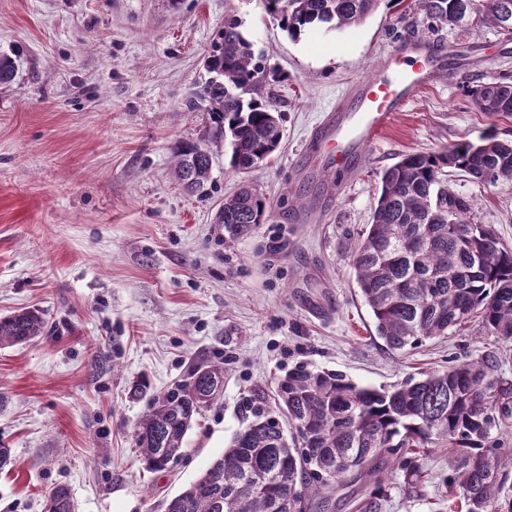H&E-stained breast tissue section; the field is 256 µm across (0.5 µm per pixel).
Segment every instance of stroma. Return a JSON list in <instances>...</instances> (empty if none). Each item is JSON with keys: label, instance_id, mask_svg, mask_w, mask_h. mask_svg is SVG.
I'll return each mask as SVG.
<instances>
[{"label": "stroma", "instance_id": "1", "mask_svg": "<svg viewBox=\"0 0 512 512\" xmlns=\"http://www.w3.org/2000/svg\"><path fill=\"white\" fill-rule=\"evenodd\" d=\"M276 68L284 138L269 163L242 175L211 144L212 183L185 192L177 142L207 140L209 116L186 102L209 80L206 58L225 15ZM438 45L455 78L437 76L340 174L335 152L312 145L347 87L398 48ZM0 317L39 309L34 342L0 350V512H44L67 484L77 512H165L249 416L255 389L273 396L295 366L388 388L421 373L502 355L512 341L478 322L389 351L376 336L349 256L370 223L381 171L418 150L488 133L512 140V119L476 112L468 86L512 79V38L469 15L430 29L414 0H382L361 24L281 31L260 0H0ZM474 202L472 220L512 246V186L446 169ZM267 197V223L228 241L216 215L241 181ZM223 362L224 386L197 419L180 458L161 472L139 460L136 424L151 397ZM381 488L338 487L331 512H449L446 446L405 451Z\"/></svg>", "mask_w": 512, "mask_h": 512}]
</instances>
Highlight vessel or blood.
I'll return each instance as SVG.
<instances>
[{
    "instance_id": "obj_1",
    "label": "vessel or blood",
    "mask_w": 512,
    "mask_h": 512,
    "mask_svg": "<svg viewBox=\"0 0 512 512\" xmlns=\"http://www.w3.org/2000/svg\"><path fill=\"white\" fill-rule=\"evenodd\" d=\"M441 48L416 44L401 47L385 69L360 82L348 96L340 98L315 137L336 148L338 165L359 156L387 126L394 113L402 111L411 97L437 75Z\"/></svg>"
}]
</instances>
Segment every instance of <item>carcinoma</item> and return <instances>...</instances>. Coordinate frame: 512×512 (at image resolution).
I'll use <instances>...</instances> for the list:
<instances>
[{"mask_svg": "<svg viewBox=\"0 0 512 512\" xmlns=\"http://www.w3.org/2000/svg\"><path fill=\"white\" fill-rule=\"evenodd\" d=\"M383 0H260L294 40L326 28L355 26ZM427 23L457 26L474 13L511 36L512 0H417ZM211 77L192 111L205 109L211 138L230 147V167L246 174L279 148L283 128L274 96L255 97L276 72L255 57L236 16L224 17L208 57ZM474 109L493 120L512 118V81L492 77L468 89ZM214 156L205 143L174 148V174L190 192H206ZM454 168L489 186L512 184V141L496 135L460 140L437 151L405 154L382 171L370 224L358 233L352 269L376 335L392 352L448 335L472 317L489 336L512 340V248L492 226L471 220L472 201L444 185ZM266 196L245 183L224 198V240L236 241L264 223ZM37 310L0 318V349L42 335ZM482 358L423 373L392 389L359 386L339 372L299 365L279 380L275 408L259 395L252 418L206 471L172 497L166 512H327L336 486L369 479L381 486L402 448L448 443L449 479L465 512H512L503 457L512 446L495 434L512 417V383ZM224 386V363L197 365L192 381L150 401L135 431L140 460L167 469L183 452L188 431ZM288 422L289 434L273 417ZM45 512H76L71 490L52 487Z\"/></svg>", "mask_w": 512, "mask_h": 512, "instance_id": "obj_1", "label": "carcinoma"}]
</instances>
